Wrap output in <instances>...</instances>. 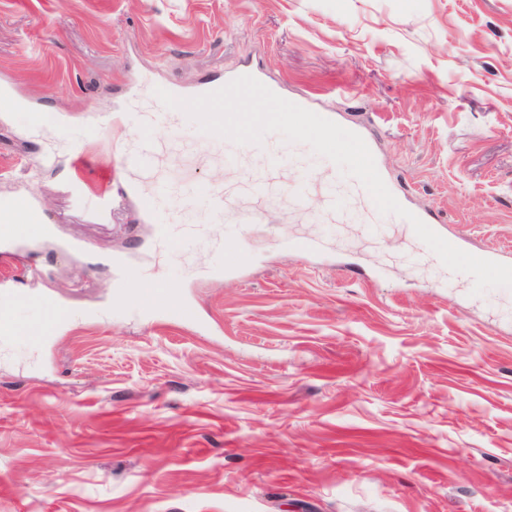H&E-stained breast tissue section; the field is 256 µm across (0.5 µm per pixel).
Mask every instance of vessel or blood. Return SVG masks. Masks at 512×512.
<instances>
[{
    "label": "vessel or blood",
    "mask_w": 512,
    "mask_h": 512,
    "mask_svg": "<svg viewBox=\"0 0 512 512\" xmlns=\"http://www.w3.org/2000/svg\"><path fill=\"white\" fill-rule=\"evenodd\" d=\"M186 121V114L176 109L164 108L137 115V122L131 129L135 146L122 154L118 172L120 192L123 198L133 202L138 221L153 225L157 238L164 242L177 241L189 245L201 238L202 226L195 224L187 211L169 214L161 209L162 199L177 191L188 202L223 212L225 223H261L264 211L258 202L252 206H236L225 189L194 181L185 182L176 189L161 174L162 156L180 151L203 157L219 142L217 136L198 130L193 131L190 138H182L180 130ZM294 193L299 200L317 197L323 215L331 224L348 223L356 210L366 211L375 207L366 189L348 176L343 177L337 187L306 178L295 183ZM50 232L38 191L31 190L18 197L0 199V239L38 240ZM211 249L214 261L208 272L212 275L240 270L249 256L245 245L226 240L212 242ZM117 285L122 288L125 301L132 305L172 311L178 308L176 299L167 289L151 288L146 293H139L136 272L132 267L122 268Z\"/></svg>",
    "instance_id": "b4317fda"
}]
</instances>
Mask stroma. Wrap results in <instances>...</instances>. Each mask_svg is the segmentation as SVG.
<instances>
[{"label":"stroma","instance_id":"stroma-1","mask_svg":"<svg viewBox=\"0 0 512 512\" xmlns=\"http://www.w3.org/2000/svg\"><path fill=\"white\" fill-rule=\"evenodd\" d=\"M344 128L374 123L409 210L512 257V0H0V197L37 188L54 229L0 249V512H512V289L417 264L410 225L327 229L311 197L240 230L250 261L203 276L132 206L91 218L73 188L132 148L145 79L190 89L243 63ZM47 123L32 127L24 100ZM122 125L88 138L99 114ZM89 164L74 166L73 143ZM54 163H47V156ZM175 178L234 185L220 152ZM320 237L305 256L294 239ZM178 313L126 306L114 258ZM63 301L46 321L23 297Z\"/></svg>","mask_w":512,"mask_h":512}]
</instances>
